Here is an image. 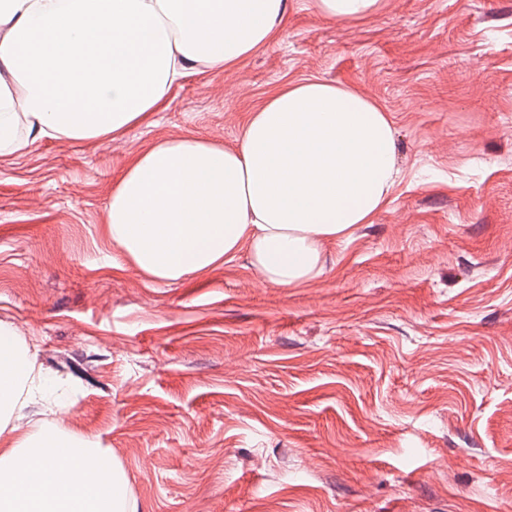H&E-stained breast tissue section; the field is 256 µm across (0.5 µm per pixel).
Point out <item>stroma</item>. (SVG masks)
<instances>
[{
  "label": "stroma",
  "mask_w": 512,
  "mask_h": 512,
  "mask_svg": "<svg viewBox=\"0 0 512 512\" xmlns=\"http://www.w3.org/2000/svg\"><path fill=\"white\" fill-rule=\"evenodd\" d=\"M308 77L397 130L399 182L371 223L282 288L247 249L173 283L103 222L137 153L239 147L252 111ZM0 323L37 346L136 512H512V0H380L363 18L288 0L281 36L184 80L111 142L0 157Z\"/></svg>",
  "instance_id": "stroma-1"
}]
</instances>
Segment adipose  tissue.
Wrapping results in <instances>:
<instances>
[{"mask_svg":"<svg viewBox=\"0 0 512 512\" xmlns=\"http://www.w3.org/2000/svg\"><path fill=\"white\" fill-rule=\"evenodd\" d=\"M287 16L288 0H0V157L42 141L115 140L166 109L186 78L224 73L274 42ZM396 155V130L374 100L310 77L271 93L238 148L189 135L134 156L104 222L120 261L157 281L245 246L266 282L293 287L319 274L327 244L388 202ZM37 396L69 409L35 351L0 324V432ZM0 512L135 508L97 441L33 426L0 448Z\"/></svg>","mask_w":512,"mask_h":512,"instance_id":"1","label":"adipose tissue"}]
</instances>
